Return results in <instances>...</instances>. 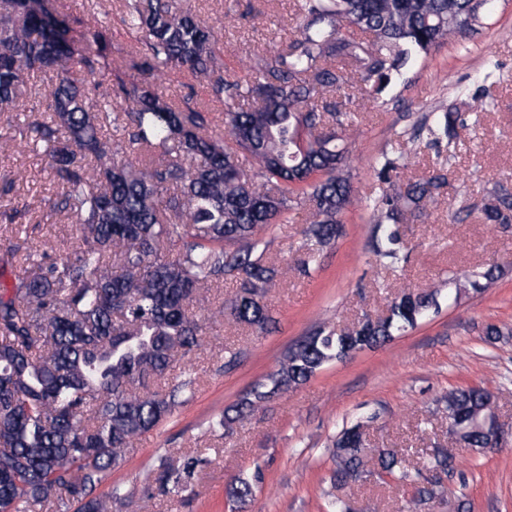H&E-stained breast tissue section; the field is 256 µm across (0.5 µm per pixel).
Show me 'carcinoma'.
Segmentation results:
<instances>
[{"instance_id":"1","label":"carcinoma","mask_w":512,"mask_h":512,"mask_svg":"<svg viewBox=\"0 0 512 512\" xmlns=\"http://www.w3.org/2000/svg\"><path fill=\"white\" fill-rule=\"evenodd\" d=\"M495 0H300L294 35L259 68L251 86L224 79L214 27L175 0H128L125 22L144 46L135 64L146 78L117 79L99 99L84 92L103 70L102 29L86 37L85 74L73 70L66 21L49 0H0V112H20L25 86L46 77L49 121L35 131L61 180L55 211L73 218L83 248L51 257L29 253L11 288L0 293V512H112L124 497L95 494L107 472L140 435L181 405L191 381L139 391L162 381L178 359L201 346L205 320L191 312L205 290L233 285L218 314L263 332L273 322L266 297L278 268L257 253L259 234L286 219L293 205L309 214L306 234L326 246L343 233L339 215L352 203V177L342 133L351 123L341 99L359 84L377 100L419 60L449 40L488 28ZM350 70L334 65L336 57ZM209 81L224 101L223 128L208 113L179 107L153 78L170 67ZM323 91L331 97L314 96ZM246 96L262 105L235 109ZM467 128L452 103L414 138L448 145ZM247 154L254 169L240 164ZM403 156L382 153L374 200L372 249L393 266L405 259L403 225L423 221L448 186L445 169L398 183ZM486 224H512V189L497 185L481 211ZM177 247L172 258L165 245ZM496 268L453 278L454 298L481 292ZM440 290H402L387 314L335 330L320 327L290 349L279 369L212 422L230 432L275 396L308 381L325 365L391 340L439 309ZM451 425L474 447L489 442L487 392L459 387L445 400ZM364 425L336 440L333 480L363 472ZM378 464L414 487L404 509L417 512L439 483L378 450ZM201 452L174 462L161 455L142 493L193 492ZM432 472L454 470L437 448Z\"/></svg>"}]
</instances>
